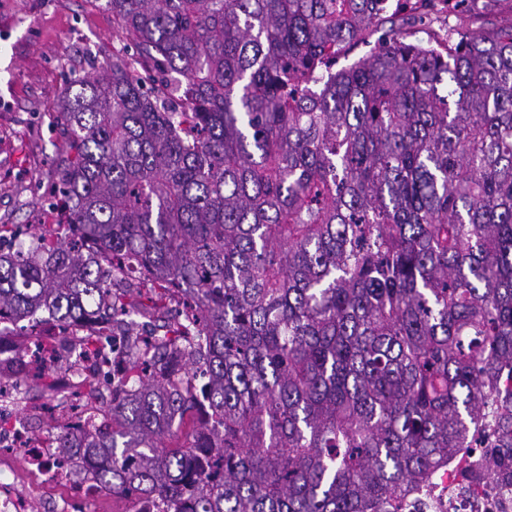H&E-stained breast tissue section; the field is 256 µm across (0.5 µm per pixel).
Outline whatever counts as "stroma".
<instances>
[{"label":"stroma","mask_w":512,"mask_h":512,"mask_svg":"<svg viewBox=\"0 0 512 512\" xmlns=\"http://www.w3.org/2000/svg\"><path fill=\"white\" fill-rule=\"evenodd\" d=\"M477 36L512 23V0H469L450 17ZM104 0H0V224H45L66 151L55 106L118 48Z\"/></svg>","instance_id":"obj_1"}]
</instances>
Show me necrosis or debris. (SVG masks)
Masks as SVG:
<instances>
[{"mask_svg": "<svg viewBox=\"0 0 512 512\" xmlns=\"http://www.w3.org/2000/svg\"><path fill=\"white\" fill-rule=\"evenodd\" d=\"M19 332V327L11 326L0 336V372L7 375L0 389L8 396L7 401H0V418L6 422L0 428V469L23 457L28 458L29 466L23 477L0 478V512H39L37 505L41 502L53 506L55 512H99L98 505L110 489L101 483L95 460L79 452L64 456L58 449L48 447L44 436L30 428L32 421L43 415L44 408L23 399L22 394L34 373H55L64 400L54 410V418L77 430L108 431L111 419L103 412L97 392L115 384L111 355L124 350L128 339L120 334H105L101 356L86 360L74 350L80 329L72 326L67 330L70 350L21 364L12 351ZM89 375L96 378L97 389L83 384V377ZM445 485L450 512H512L511 484L501 482L488 490L452 469Z\"/></svg>", "mask_w": 512, "mask_h": 512, "instance_id": "obj_1", "label": "necrosis or debris"}]
</instances>
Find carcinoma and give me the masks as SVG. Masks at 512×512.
I'll list each match as a JSON object with an SVG mask.
<instances>
[{
	"label": "carcinoma",
	"instance_id": "obj_1",
	"mask_svg": "<svg viewBox=\"0 0 512 512\" xmlns=\"http://www.w3.org/2000/svg\"><path fill=\"white\" fill-rule=\"evenodd\" d=\"M384 0H105L134 47L56 106L59 198L0 322L181 319L102 402L112 494L401 512L478 443L512 478V24L437 46ZM185 436L172 449L167 441ZM389 27L390 23H387L384 28L375 32L372 36L367 38L365 42H361L358 45H356L346 57H341L339 59L338 63L336 64V69L350 65L358 61L359 59L369 57L373 53L374 48L378 43V40L385 36V33L387 32Z\"/></svg>",
	"mask_w": 512,
	"mask_h": 512
}]
</instances>
